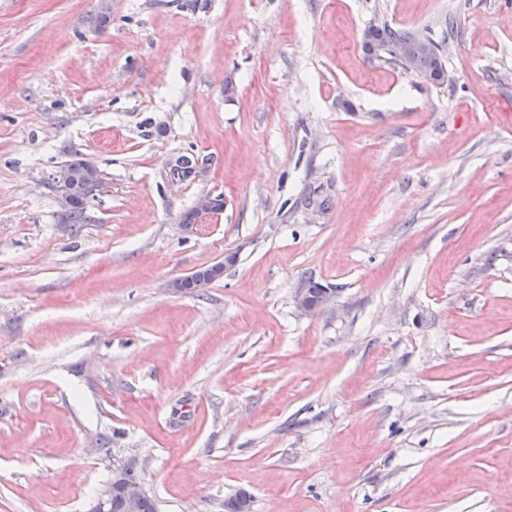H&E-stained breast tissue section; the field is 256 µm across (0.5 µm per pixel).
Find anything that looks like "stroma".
<instances>
[{
  "label": "stroma",
  "mask_w": 512,
  "mask_h": 512,
  "mask_svg": "<svg viewBox=\"0 0 512 512\" xmlns=\"http://www.w3.org/2000/svg\"><path fill=\"white\" fill-rule=\"evenodd\" d=\"M97 5L0 0V512L123 466L158 512H512V0ZM376 21L447 81L371 60ZM76 152L109 185L73 228ZM363 36V48L369 55L373 50L384 49L389 53V58L379 61L393 69L404 72L413 70L418 75L430 76L436 83H442L447 79V69L443 58L442 45L431 35L415 30L392 27L387 23L370 24L365 29ZM425 39L432 44L429 51L421 52L418 42ZM404 46L406 56H398L400 46ZM185 162L186 160L183 155L172 158L168 161L167 168L170 180L173 184L177 185L189 181H195L205 173V170L200 167L198 162L196 164L190 163L189 165H185ZM186 166L189 167L190 171L185 175L184 170ZM304 288H307V291L314 298H317L319 295L326 291V289L322 288L320 284L312 281H309ZM304 288H300L296 294L295 300L297 308L301 311V313L305 315H312L317 310L327 307L330 302V296L328 293L322 295L321 299L316 305H311L307 300V295Z\"/></svg>",
  "instance_id": "obj_1"
}]
</instances>
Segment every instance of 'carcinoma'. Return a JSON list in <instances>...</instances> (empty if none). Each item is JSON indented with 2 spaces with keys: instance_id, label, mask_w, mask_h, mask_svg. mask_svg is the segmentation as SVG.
<instances>
[{
  "instance_id": "1",
  "label": "carcinoma",
  "mask_w": 512,
  "mask_h": 512,
  "mask_svg": "<svg viewBox=\"0 0 512 512\" xmlns=\"http://www.w3.org/2000/svg\"><path fill=\"white\" fill-rule=\"evenodd\" d=\"M363 36L365 37L363 48L366 53L370 54L381 49L389 53V58L383 60V64L404 72L412 70L419 75L430 76L437 83L447 79L442 45L432 36L415 30L392 27L387 23L369 25ZM421 39L432 44L430 50L419 51L418 42ZM87 206L88 202L84 195H74L68 215L70 223H84Z\"/></svg>"
}]
</instances>
